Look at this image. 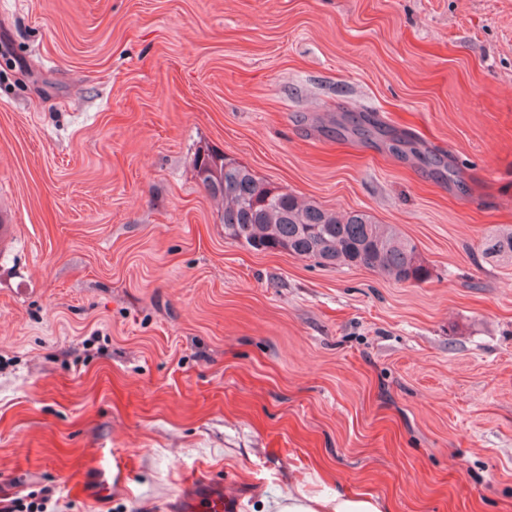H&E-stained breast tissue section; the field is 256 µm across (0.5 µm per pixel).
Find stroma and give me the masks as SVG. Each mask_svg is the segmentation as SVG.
Segmentation results:
<instances>
[{"label": "stroma", "instance_id": "35a3bbf8", "mask_svg": "<svg viewBox=\"0 0 512 512\" xmlns=\"http://www.w3.org/2000/svg\"><path fill=\"white\" fill-rule=\"evenodd\" d=\"M207 149L430 278L246 248ZM0 220V503L512 512V0H0ZM482 255L494 262L512 263V229L486 239L482 244ZM174 512H231V498L220 479L195 477L187 481L172 503ZM268 512H390L389 508L370 491H337L334 496L323 497L299 492L273 500Z\"/></svg>", "mask_w": 512, "mask_h": 512}]
</instances>
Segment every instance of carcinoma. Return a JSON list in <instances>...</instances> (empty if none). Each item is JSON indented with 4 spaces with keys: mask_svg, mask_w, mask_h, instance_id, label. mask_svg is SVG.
<instances>
[{
    "mask_svg": "<svg viewBox=\"0 0 512 512\" xmlns=\"http://www.w3.org/2000/svg\"><path fill=\"white\" fill-rule=\"evenodd\" d=\"M208 175L202 185L222 198L228 236L258 252L287 251L319 265L363 267L398 282H423L429 268L417 247L391 224L365 211L338 214L301 204L291 193L258 178L246 166L219 153L197 155ZM484 258L512 263V229L482 244Z\"/></svg>",
    "mask_w": 512,
    "mask_h": 512,
    "instance_id": "obj_1",
    "label": "carcinoma"
}]
</instances>
